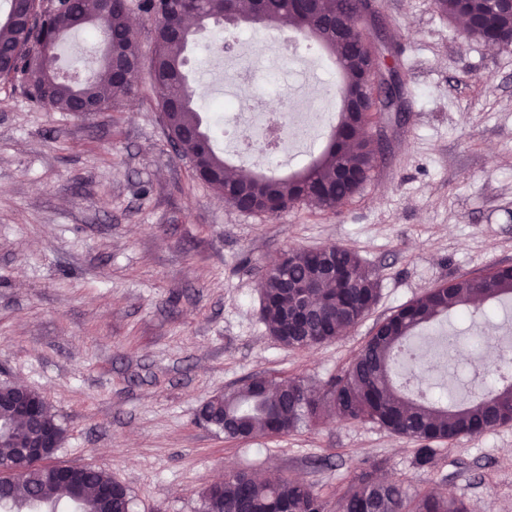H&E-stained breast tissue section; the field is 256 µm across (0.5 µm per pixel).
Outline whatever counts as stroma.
Masks as SVG:
<instances>
[{
	"mask_svg": "<svg viewBox=\"0 0 512 512\" xmlns=\"http://www.w3.org/2000/svg\"><path fill=\"white\" fill-rule=\"evenodd\" d=\"M380 42L404 80L401 109L370 116L376 167L341 212L304 203L245 213L193 176L160 121L147 71L100 112H49L0 79V383L40 392L65 434L53 460L109 473L132 512H198L228 471L279 474L314 487L328 512L355 476L403 485L408 502L435 491L468 512H512V424L437 442L372 422L325 416L277 437L226 439L196 418L216 392L250 378L297 376L322 390L376 325L440 283L512 266V49L465 34L435 0H376ZM257 62L249 85L215 59L226 36ZM104 48L69 35L58 72L95 73ZM194 106L235 170L289 176L327 144L342 107L334 60L291 28L212 27L188 50ZM290 85L320 112L314 142L288 138L269 160L238 154L225 97ZM337 245L379 276L375 306L333 342L293 349L268 332L261 283L290 247ZM497 310L475 356L496 384L494 345L512 323Z\"/></svg>",
	"mask_w": 512,
	"mask_h": 512,
	"instance_id": "1",
	"label": "stroma"
}]
</instances>
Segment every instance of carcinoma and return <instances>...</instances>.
I'll use <instances>...</instances> for the list:
<instances>
[{
  "instance_id": "obj_1",
  "label": "carcinoma",
  "mask_w": 512,
  "mask_h": 512,
  "mask_svg": "<svg viewBox=\"0 0 512 512\" xmlns=\"http://www.w3.org/2000/svg\"><path fill=\"white\" fill-rule=\"evenodd\" d=\"M179 0H142L138 9L155 25V53L151 61V80L159 97L161 122L168 140L181 143L182 151L197 159L195 178L209 184L226 202L251 212L274 215L290 205L304 201L327 211L340 209L354 197L375 166L370 144L369 123L352 113H339L329 142L318 157L300 171L288 176L262 174L246 180L226 176L228 165L212 143L201 114L194 108V96L188 88L184 64L191 41L189 27L179 15ZM263 23L276 25L291 20L297 31L314 39L336 59L342 74L340 94L345 97L363 81L366 70L378 64L349 32H328L324 21L341 17L350 22L356 0H318L310 17H295L288 0H264ZM476 22L468 26L469 35L486 40L512 42V14L488 13L483 0H473ZM245 13L240 0H199L195 21L203 26L217 15ZM89 27L101 36L112 35L129 61H141L135 34L127 15L116 8L105 9V0H72L68 8L46 12L39 0L20 4L10 0L5 21L0 22V51L6 59L0 63V77L14 80L28 99L38 107L65 112L76 97H85L105 109L112 101L132 93L134 83H121L105 65L92 78L76 82L60 77L46 65L44 55L53 53L70 33ZM336 259L347 269L348 278L340 288L326 296L336 301H320V317L305 333L286 322L295 305V296L285 294L280 275L264 276L261 313L270 334L289 348L306 343L321 345L336 340L347 328L361 321L375 305L379 281L352 251L335 247ZM288 279L307 283L315 278L317 257L310 250L289 249ZM512 296V269L498 268L475 279H457L427 290L421 297L402 306L373 333L353 362L322 392L310 389L299 377L257 383L246 381L239 387L215 393L206 401V410L224 437L238 435L270 436L296 428L307 420H317L332 411L345 421H371L422 443L423 463L431 461V444L451 440L462 434H478L499 421L512 419V384L492 389L465 406L452 402L437 405L422 388L416 396L402 393L392 381V365L404 351L414 331L434 322L450 311L461 315L475 298L487 301ZM15 438L0 440V460L14 452L15 440L25 436L21 424L12 425ZM0 512H128L127 489L99 469H90L86 483L71 498L56 467L43 459L29 462L25 469L9 475L0 472ZM224 505L223 512H327V501L312 486L272 475L256 480L246 471L231 473L221 485H212L201 493V512ZM337 512H464L435 493L421 496L414 507L407 506L402 486L396 482L374 481L366 473L354 479V485L336 502Z\"/></svg>"
}]
</instances>
